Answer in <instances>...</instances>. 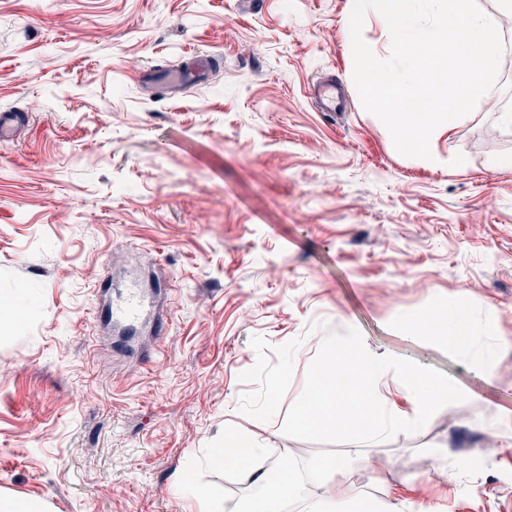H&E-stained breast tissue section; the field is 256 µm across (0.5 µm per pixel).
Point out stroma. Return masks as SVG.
I'll return each instance as SVG.
<instances>
[{
    "instance_id": "stroma-1",
    "label": "stroma",
    "mask_w": 512,
    "mask_h": 512,
    "mask_svg": "<svg viewBox=\"0 0 512 512\" xmlns=\"http://www.w3.org/2000/svg\"><path fill=\"white\" fill-rule=\"evenodd\" d=\"M351 0H0V488L54 512H222L252 470L300 496L347 445L287 437L324 332L446 373L466 402L369 442L405 512H512V64L432 145L399 154L352 79ZM208 55L202 83L144 69ZM336 77L348 107L317 111ZM158 289L125 350L107 306ZM466 307L471 350L402 323ZM492 356L493 372L473 361ZM233 433L247 468L212 458ZM481 458L475 470L461 468Z\"/></svg>"
}]
</instances>
